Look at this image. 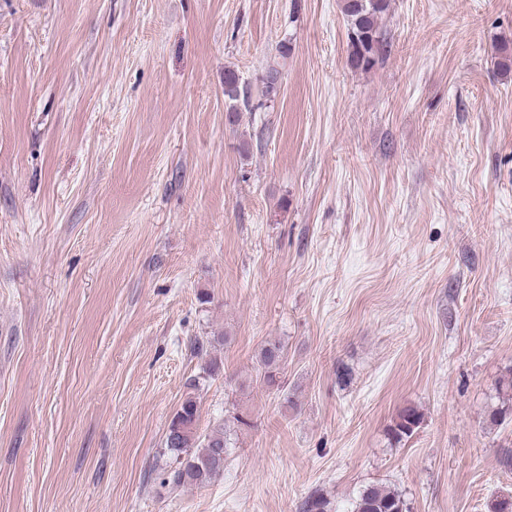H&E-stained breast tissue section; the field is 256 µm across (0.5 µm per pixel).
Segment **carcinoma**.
<instances>
[{
	"mask_svg": "<svg viewBox=\"0 0 512 512\" xmlns=\"http://www.w3.org/2000/svg\"><path fill=\"white\" fill-rule=\"evenodd\" d=\"M390 6V0H343L342 12L348 26V63L354 69L374 67L386 52V43L379 32L378 21ZM224 96L232 102L230 111H237L234 102L240 97L239 77L233 70L224 71ZM283 359L282 347L268 343L261 348L259 361L266 382L276 384L277 371ZM502 402L491 411L493 420L503 419L512 412V368L499 382ZM423 417L415 407L403 409L388 429L396 443L411 437L420 427ZM198 404L196 397L187 394L172 418L165 437V448L179 467L171 472L176 484H204L224 471L231 432L246 424L244 417H233L232 425L205 437L197 434ZM298 512H334L333 502L320 491L305 497ZM347 512H409L405 498L387 486L372 484L361 488L352 499Z\"/></svg>",
	"mask_w": 512,
	"mask_h": 512,
	"instance_id": "1",
	"label": "carcinoma"
}]
</instances>
